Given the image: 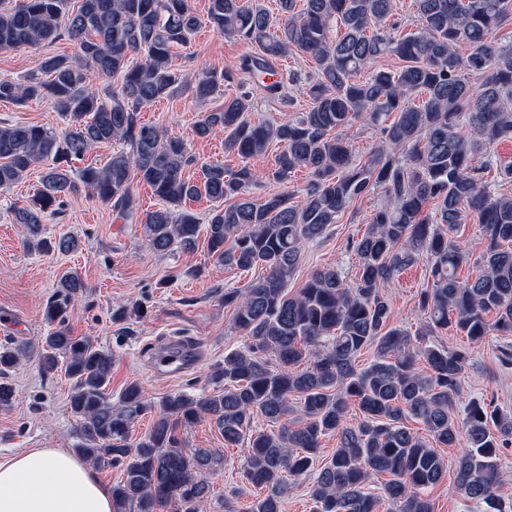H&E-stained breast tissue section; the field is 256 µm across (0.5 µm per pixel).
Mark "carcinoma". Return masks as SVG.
Instances as JSON below:
<instances>
[{
	"instance_id": "carcinoma-1",
	"label": "carcinoma",
	"mask_w": 512,
	"mask_h": 512,
	"mask_svg": "<svg viewBox=\"0 0 512 512\" xmlns=\"http://www.w3.org/2000/svg\"><path fill=\"white\" fill-rule=\"evenodd\" d=\"M414 6L417 29L400 35L390 21L393 0H303L300 8L297 0H280L276 21L259 3L209 0L213 30L255 46L243 70L269 97L286 99L283 83L272 79L278 59L306 55L316 77L307 88L308 110L287 121L252 117L246 93L205 113L195 135L224 134V148L246 164L230 173L220 161L208 163L196 183L186 176L194 159L184 140L140 118L142 107L185 84L172 56L202 24L189 0H81L75 10L71 0H0L1 50H37L63 37L78 46L73 59L46 55L37 72L0 79V100H50L66 120L60 133L0 124L1 192L36 164L50 163L41 188L13 208L28 248H77L71 237L42 236V224L69 194L84 191L135 223L137 180L162 202L141 221L150 250L195 249L200 224L176 207L204 196L213 202L205 222L209 256L226 267L265 272L243 290H224V306L248 340L214 371L224 388L195 398L170 393L156 406L135 382L117 401L108 396L112 354L65 325L85 284L72 273L58 280L44 311L50 332L41 343L43 367L54 372L64 365L72 382L75 452L96 466H122V479L112 485L114 512H203L215 458L187 453L179 437L203 417L224 443L248 444L243 477L261 490L250 512H281L289 479L307 476L314 477L312 512H378L384 499L394 512H435L430 490L448 474L437 448L455 447L463 434L469 448L457 461L458 491L485 512H512L498 467L500 449L512 443V415L476 399L457 421L451 409L470 351L434 340L448 329L473 343L493 332L512 336V196L503 192L512 165L490 153L495 143L512 140V45L494 41L512 19V0H414ZM334 29L342 36L333 38ZM461 44L467 53L457 52ZM387 56L400 66L363 74ZM92 72L121 77V90L93 88ZM472 76L481 79L476 87ZM235 80L231 68L207 72L194 95L205 100ZM417 97L421 102L412 104ZM359 120L382 134L363 163L354 161L348 138ZM114 141L124 148L104 166H75L92 147ZM274 142L282 150L271 176L283 189L256 203L249 187L258 174L247 161ZM492 169L496 177L486 178ZM300 170L311 180L295 205L288 179ZM375 194L381 201L368 228L348 244L358 258L354 277L323 267L296 292L288 290L303 249L350 205ZM470 214L484 237L474 261L457 236ZM420 261L432 282L419 295L424 321L412 334L393 325L385 288ZM472 261L478 274L460 279L458 269ZM363 350L374 355L360 367ZM20 354L0 350V375L18 365ZM353 403L362 412L356 425L347 422ZM148 412V433L131 442L132 424ZM260 417L277 428L257 427ZM410 419L423 424L428 438L406 426ZM330 434L339 435L337 448L317 467L320 441ZM379 474L389 479L375 494L369 484Z\"/></svg>"
}]
</instances>
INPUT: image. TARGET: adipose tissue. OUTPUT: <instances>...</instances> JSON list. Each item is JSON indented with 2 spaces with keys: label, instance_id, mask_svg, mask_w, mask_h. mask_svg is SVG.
Returning a JSON list of instances; mask_svg holds the SVG:
<instances>
[{
  "label": "adipose tissue",
  "instance_id": "1",
  "mask_svg": "<svg viewBox=\"0 0 512 512\" xmlns=\"http://www.w3.org/2000/svg\"><path fill=\"white\" fill-rule=\"evenodd\" d=\"M0 512H114L112 493L63 448L0 458Z\"/></svg>",
  "mask_w": 512,
  "mask_h": 512
}]
</instances>
